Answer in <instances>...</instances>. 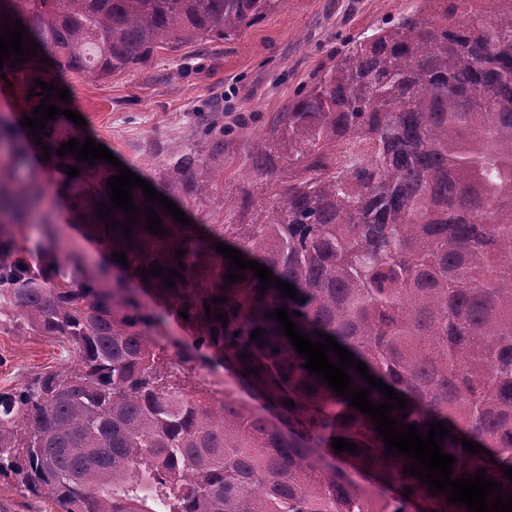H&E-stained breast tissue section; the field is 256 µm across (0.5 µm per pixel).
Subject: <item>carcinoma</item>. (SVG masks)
I'll list each match as a JSON object with an SVG mask.
<instances>
[{"mask_svg":"<svg viewBox=\"0 0 512 512\" xmlns=\"http://www.w3.org/2000/svg\"><path fill=\"white\" fill-rule=\"evenodd\" d=\"M282 3L0 0V24L5 13L21 20L40 46L15 69L49 57L107 78L158 49L229 40ZM45 125L52 165L80 169L63 186L74 217L111 263H88L56 224L27 246L25 218L43 209L44 191L11 186L28 145L0 121V325L71 347L61 369L0 393V473L58 512H384L352 468L390 489L400 512H467L404 473L407 459L387 454L372 419L309 375L267 316L284 307L311 340L334 337L407 399L391 417L408 413L421 433L443 422L451 478L484 468L512 493V0H414L352 43L253 138L218 224L207 212L182 226L155 202L167 233L153 235L138 187L132 237L105 230L100 216L86 219L81 185L94 186L97 207L118 169L58 156L86 135L62 132L60 114ZM196 135L206 150L188 145L141 175L180 209L198 173L224 181V124L202 112ZM217 242L266 265L299 300L259 291L250 269L228 282ZM180 261L172 289L139 273ZM172 310L187 311L193 343L168 332ZM204 366L229 378L222 396ZM455 436L488 453L469 454ZM334 437L359 452L336 453Z\"/></svg>","mask_w":512,"mask_h":512,"instance_id":"cac0c4a2","label":"carcinoma"}]
</instances>
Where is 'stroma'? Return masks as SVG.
<instances>
[{"instance_id": "1", "label": "stroma", "mask_w": 512, "mask_h": 512, "mask_svg": "<svg viewBox=\"0 0 512 512\" xmlns=\"http://www.w3.org/2000/svg\"><path fill=\"white\" fill-rule=\"evenodd\" d=\"M411 0H284L232 40L188 42L178 51H157L145 66L98 78L88 72H57L49 63L0 79V117L28 131L20 121L31 110L28 94L36 81L67 88L69 110L87 122L86 132L131 171L156 168L195 135V115L215 112L229 132L224 137V181L200 176L188 212L218 211L224 190L234 187L248 161L251 140L298 89L329 69L339 53L406 12ZM64 170L46 180L47 210L65 226L81 252L96 258L97 245L83 236L67 196ZM69 359L62 342L0 326V391L22 387ZM0 512H57L45 496L28 493L15 476L0 477Z\"/></svg>"}]
</instances>
